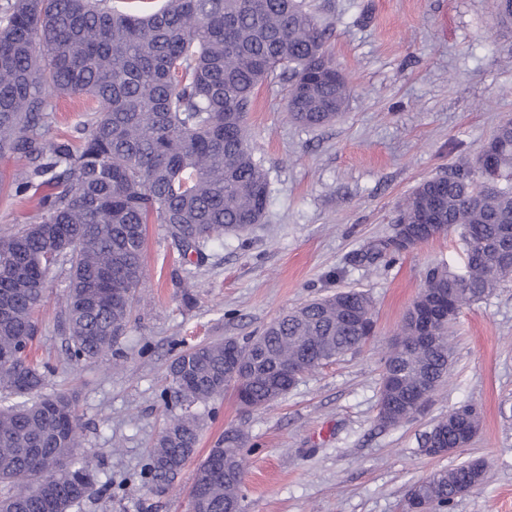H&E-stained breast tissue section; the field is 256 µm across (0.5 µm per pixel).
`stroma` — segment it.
<instances>
[{
	"label": "stroma",
	"mask_w": 512,
	"mask_h": 512,
	"mask_svg": "<svg viewBox=\"0 0 512 512\" xmlns=\"http://www.w3.org/2000/svg\"><path fill=\"white\" fill-rule=\"evenodd\" d=\"M331 31L329 50L349 88L342 116L323 127L292 122L288 84L258 88L248 144L269 180L261 223L208 244L185 261L161 225L147 227V303L138 305L108 357L74 362L62 314L67 273L48 279L33 359L49 363L43 394H64L82 431L80 453L96 474L70 512H189L195 462L163 495L139 473L164 423L178 414L161 394L168 368L190 346L242 339L303 303L355 289L372 302L373 336L265 409L233 392L210 402L196 450L205 458L226 429L245 433L242 512H404L408 488L471 460L488 480L450 512H512V281L461 308L452 327L448 379L415 417L382 425V362L427 267L461 269L458 232L434 238L387 267L359 257L392 233L399 204L421 182L475 157L512 118V24L498 0H306ZM49 139L81 141L90 103L52 98ZM477 407L472 442L444 457L420 446L449 410Z\"/></svg>",
	"instance_id": "obj_1"
}]
</instances>
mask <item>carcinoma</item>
Returning a JSON list of instances; mask_svg holds the SVG:
<instances>
[{
    "label": "carcinoma",
    "instance_id": "carcinoma-1",
    "mask_svg": "<svg viewBox=\"0 0 512 512\" xmlns=\"http://www.w3.org/2000/svg\"><path fill=\"white\" fill-rule=\"evenodd\" d=\"M328 34L304 0H165L158 9L122 10L111 0H5L0 4V156L23 161L7 187L24 196L47 188L40 213L0 236V388L38 391L44 373L27 360L34 315L49 274L68 268L64 319L70 359L105 356L124 333L146 278L147 225L161 224L183 258L203 257L210 242L239 235L266 209L269 182L247 143L259 84L288 75L286 109L318 127L338 118L348 87L336 79ZM89 97L95 117L76 148L50 141L49 96ZM460 231L466 264L428 269L424 295L449 297L451 312L424 345L404 318L387 353L379 387L380 420L417 414L416 399L448 377V328L459 310L512 278V119L502 122L472 161L417 185L392 234L362 255L388 266L403 234L419 246ZM373 332L371 302L357 290L314 299L243 341L193 346L170 364L164 393L180 408L159 434L142 477L165 492L196 451L198 408L231 388L247 410L262 409L293 387L286 367L311 373L362 345ZM472 405L448 412L425 432L454 451L479 429ZM80 426L65 395L0 409V512H69L94 477L74 458ZM244 435L224 431L196 469L189 497L208 512L242 501ZM46 455L61 458L50 474ZM487 478L473 462L432 472L405 495L406 512L427 503L445 512Z\"/></svg>",
    "mask_w": 512,
    "mask_h": 512
}]
</instances>
